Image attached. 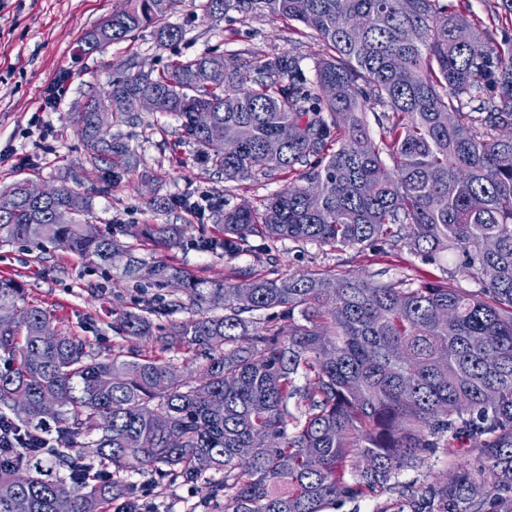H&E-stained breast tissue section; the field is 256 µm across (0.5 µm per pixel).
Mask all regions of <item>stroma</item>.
<instances>
[{
  "instance_id": "1",
  "label": "stroma",
  "mask_w": 512,
  "mask_h": 512,
  "mask_svg": "<svg viewBox=\"0 0 512 512\" xmlns=\"http://www.w3.org/2000/svg\"><path fill=\"white\" fill-rule=\"evenodd\" d=\"M204 3L184 0L168 15V22L183 32L174 44L160 43L146 29L129 41L81 58L77 55L81 39L112 12L123 9L125 0H0V190L21 180L44 188L77 178L82 191L90 195L87 223L114 231L144 263L162 259L213 281L234 271L245 277L271 272L285 278L314 270L339 276L369 272L381 280H404L415 287L449 280L453 258L427 260L399 244L330 248L278 240L270 242L266 259L252 253L231 258L220 250L199 249L200 239H218L222 233L208 218L176 207V200L207 193L224 209L257 208L283 187L286 178L258 171L242 182H224L197 159L192 146L176 145L178 120L158 112L135 113L133 121L122 125L140 163L123 173L108 193L97 192L73 117L113 77L128 72L131 63L160 70L171 58L191 59L210 49L251 59L287 51L297 40L306 55L305 73L314 77L320 54L315 38L299 37L259 11L244 15L231 10L211 17ZM62 74L67 80L58 106L40 111L44 91ZM147 224L178 225L183 231L181 245L170 249L133 238L134 227ZM0 278L18 281L28 301L50 312L58 332L85 337L101 355L150 356L155 351L151 340L126 335L121 318L155 298L156 289L130 279L103 277L84 259L47 240L0 244ZM217 478V473L209 472L195 483L176 480L152 486L145 477L129 476L138 482V495L151 512H206L209 487Z\"/></svg>"
}]
</instances>
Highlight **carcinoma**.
<instances>
[{
	"label": "carcinoma",
	"instance_id": "1",
	"mask_svg": "<svg viewBox=\"0 0 512 512\" xmlns=\"http://www.w3.org/2000/svg\"><path fill=\"white\" fill-rule=\"evenodd\" d=\"M182 2L129 0L84 37L80 55L150 27L162 43L179 39L165 17ZM205 9L300 23L323 53L313 81L291 52L253 63L205 53L157 73L134 63L136 73L112 79L108 92L125 106L117 122L133 119L137 98L154 97L158 112L178 119L179 142L224 181L261 168L292 175L260 212L213 210L224 238L198 247L255 252L252 237L333 248L402 242L426 259L456 256L451 277L482 288L319 272L210 282L165 262L147 266L114 235L87 233L89 199L67 184L38 204L17 182L0 191L1 243L47 239L106 273L179 285L125 314L123 328L151 336L152 315L194 307L156 343L162 354L195 345L204 358L191 379L172 381L162 355L103 357L79 336L45 339L50 313L0 279V304L14 310L0 323V421L31 432L53 424L58 434L52 448L0 447V512L20 496L31 512H144L124 478L131 471L156 484L222 473L211 502L224 512H326L387 493L396 498L375 512H512V135L502 134L512 129V43L443 0H206ZM106 98L74 117L104 188L139 162L120 132L92 140ZM199 109L224 125V144L196 125ZM273 141L281 149L269 153ZM60 206L72 223L55 221ZM179 235L172 224L142 230L174 243ZM274 309L283 319L274 331L259 333L245 317ZM48 394L58 400L50 418L40 408ZM436 452L454 466L450 478L392 482ZM459 456L478 469L455 465Z\"/></svg>",
	"mask_w": 512,
	"mask_h": 512
}]
</instances>
